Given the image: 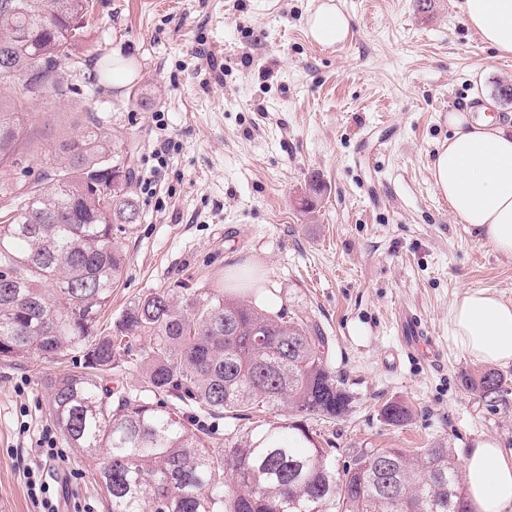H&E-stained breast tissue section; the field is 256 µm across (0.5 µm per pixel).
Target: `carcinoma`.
I'll list each match as a JSON object with an SVG mask.
<instances>
[{"label": "carcinoma", "instance_id": "carcinoma-1", "mask_svg": "<svg viewBox=\"0 0 512 512\" xmlns=\"http://www.w3.org/2000/svg\"><path fill=\"white\" fill-rule=\"evenodd\" d=\"M92 12L90 0H0V82L24 88L0 95V194L10 195L0 208V361L82 353V365L47 376L43 389L65 447L105 452V512H474L441 440L413 455L355 449L336 469L335 449L309 420L345 417L352 396L306 315L212 289L180 301L152 292L99 334L127 266L121 235L139 218L134 136L89 108L77 132L46 146L36 112L80 94L62 65ZM116 362L141 366L146 397L112 406L102 379ZM504 384L492 369L464 377L485 398ZM171 393L233 419L281 412L284 421L228 433L216 448L194 419L155 400ZM381 414L395 427L412 420L403 402Z\"/></svg>", "mask_w": 512, "mask_h": 512}]
</instances>
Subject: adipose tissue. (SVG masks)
<instances>
[{"label": "adipose tissue", "mask_w": 512, "mask_h": 512, "mask_svg": "<svg viewBox=\"0 0 512 512\" xmlns=\"http://www.w3.org/2000/svg\"><path fill=\"white\" fill-rule=\"evenodd\" d=\"M467 25L500 55L512 54V0H462ZM348 17L323 0L307 20L311 40L343 42ZM451 133L438 144L430 172L452 213L500 253L512 257V124L480 114L448 117ZM451 334L474 360L512 363V302L469 289L451 307ZM466 493L475 512H512V451L495 439L475 441L463 458Z\"/></svg>", "instance_id": "obj_1"}]
</instances>
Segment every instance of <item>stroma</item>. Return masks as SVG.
Wrapping results in <instances>:
<instances>
[{
    "mask_svg": "<svg viewBox=\"0 0 512 512\" xmlns=\"http://www.w3.org/2000/svg\"><path fill=\"white\" fill-rule=\"evenodd\" d=\"M460 0H338L351 20L345 42L314 43L306 18L318 0H94L96 22L76 47L85 73L120 58L121 86L85 92L139 145L138 170L156 193L139 194L140 219L121 242L125 275L101 331L134 300L165 289L180 298L227 288L251 270L270 311L317 321L329 361L353 396L346 417L323 424L339 447L412 451L446 441L462 463L475 441L512 450V364L484 398L462 378L481 367L454 341L450 308L470 288L512 301V257L479 242L434 186L430 163L450 132V113L476 93L512 104L501 59L464 23ZM416 313L439 362L401 348L398 312ZM75 352L0 361V512H39L28 495L36 441L53 428L41 381L72 368ZM414 411L387 425L384 404ZM169 407L213 433L246 429L167 396ZM46 475L58 512H102L99 459L60 448Z\"/></svg>",
    "mask_w": 512,
    "mask_h": 512,
    "instance_id": "1",
    "label": "stroma"
}]
</instances>
